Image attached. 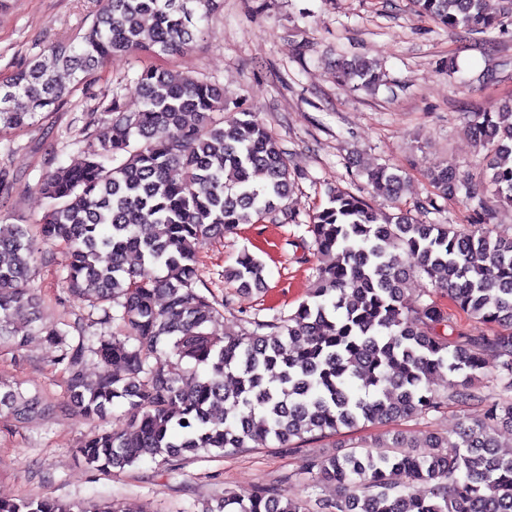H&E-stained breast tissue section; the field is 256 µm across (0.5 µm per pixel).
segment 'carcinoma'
I'll use <instances>...</instances> for the list:
<instances>
[{
  "instance_id": "carcinoma-1",
  "label": "carcinoma",
  "mask_w": 512,
  "mask_h": 512,
  "mask_svg": "<svg viewBox=\"0 0 512 512\" xmlns=\"http://www.w3.org/2000/svg\"><path fill=\"white\" fill-rule=\"evenodd\" d=\"M202 15L221 0H104L77 43H59L0 82V126L22 129L52 112L70 89L63 68L87 81L115 55L176 56L202 35ZM416 11L475 35L496 24L483 0H413ZM338 84H377L375 65L336 63ZM143 105L125 110L115 96L106 118L86 116L83 162L58 165L37 184L45 199L40 236L67 250L65 283L112 334L85 335L56 326L17 325L37 319L28 288L34 260L27 226L0 224V349L21 350L35 335L59 351L71 410L104 421L127 406L122 426L100 428L77 448L97 470L132 466L148 456L174 463L213 450L241 452L274 440L294 450L305 435L392 425L474 405L481 416L455 438L433 436L430 452L406 433L375 450L310 459L304 481L333 486L317 512H512V238L494 237L496 204L512 205V103L472 114L470 133L484 152L479 176L460 179L446 164L428 177L445 195L464 191L475 223L431 221L433 201L403 209L406 176L368 164L374 194L396 211L384 213L342 189L309 216L313 254L325 259L316 282L287 316L239 320L238 329H209L218 309L197 290V247L241 224L277 220L299 174L278 138L251 112L224 120V89L204 78L153 66L137 76ZM493 189L496 201L487 197ZM109 261L100 262L101 253ZM137 262H131L132 258ZM426 275L439 298L406 293L411 276ZM239 289L267 286L265 263L247 251L224 270ZM486 325L473 335L461 316ZM103 367L85 376L88 355ZM122 370L113 369V363ZM498 373L487 372L488 363ZM236 376L228 390L224 375ZM41 393L27 394L0 375V419L30 424L56 414ZM0 512H126L118 500L92 509L48 496L0 498ZM206 512H310L306 500L282 499L274 485L241 499L226 494Z\"/></svg>"
}]
</instances>
